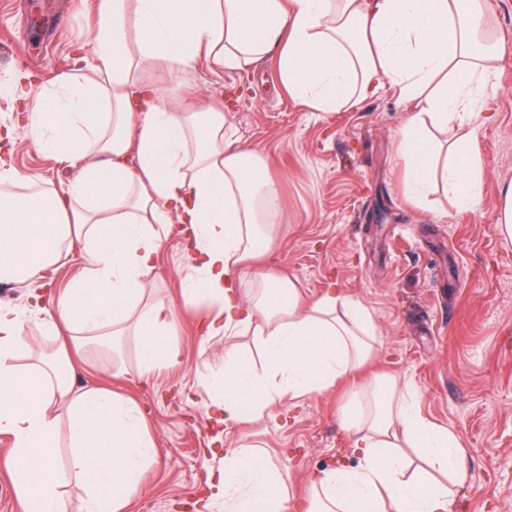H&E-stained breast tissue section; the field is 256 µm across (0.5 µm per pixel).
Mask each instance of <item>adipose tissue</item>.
Here are the masks:
<instances>
[{
	"label": "adipose tissue",
	"mask_w": 512,
	"mask_h": 512,
	"mask_svg": "<svg viewBox=\"0 0 512 512\" xmlns=\"http://www.w3.org/2000/svg\"><path fill=\"white\" fill-rule=\"evenodd\" d=\"M493 0H101L90 76L71 75L35 96L20 123L41 152L78 175L63 190L0 195V282L49 278L80 246L86 268L44 307L0 306V434L13 440L11 477L24 512H119L155 457L139 406L95 385L76 387L69 348L82 336L139 340L137 374L178 360L164 341L171 313L146 275L166 227H185L192 262L181 305L204 307L206 336H253L263 362L224 350V371L198 385L217 423L271 416L288 398L335 386L373 355L366 309L329 291L301 304L287 277L255 265L273 240L279 191L254 151L224 145L223 112L196 99H166L146 72L163 63L184 84L199 58L241 69L277 53L289 91L318 112L355 106L383 82L401 88L413 115L397 140L411 190L443 188L462 210L482 201L483 164L469 128L497 76ZM165 81V82H166ZM60 326L70 345L18 366L31 319ZM345 414L358 462L319 473L309 512H449L468 472L457 436L399 398L391 377L355 388ZM72 453L61 470L58 424ZM418 449L425 472L402 450ZM85 492L68 498L70 480ZM218 512H287L288 470L234 448L209 478Z\"/></svg>",
	"instance_id": "adipose-tissue-1"
}]
</instances>
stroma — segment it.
Here are the masks:
<instances>
[{
  "label": "stroma",
  "mask_w": 512,
  "mask_h": 512,
  "mask_svg": "<svg viewBox=\"0 0 512 512\" xmlns=\"http://www.w3.org/2000/svg\"><path fill=\"white\" fill-rule=\"evenodd\" d=\"M97 2L0 0V132L43 87L74 74L77 49L92 50ZM497 20L498 76L472 123L483 201L469 211L440 190L424 201L407 193L396 135L410 112L391 83L356 108L318 112L288 92L271 55L220 73L201 59L186 84L166 87L170 98L223 103L229 150L265 157L282 199L279 235L257 247L264 263L292 280L304 301L331 288L360 302L377 349L349 379L285 399L274 417L239 430L211 423L197 375L220 371L225 347L254 358L259 349L250 336L197 335L199 311L178 307L190 258L182 236L170 233L146 281L174 308L167 342L177 363L136 380L132 336L113 351L86 345L73 354L78 383L108 388L145 411L155 460L121 512H199L204 464L222 468L225 449L250 443L288 465L292 493L307 500L315 472L356 464L355 438L341 417L352 390L376 374L394 377L424 417L458 436L468 480L455 488L452 512H512V241L497 229L500 190L512 182V0H497ZM10 160L47 193L77 175L20 133Z\"/></svg>",
  "instance_id": "stroma-1"
}]
</instances>
